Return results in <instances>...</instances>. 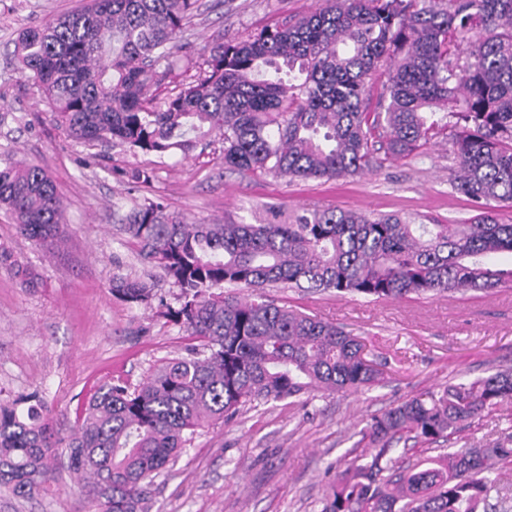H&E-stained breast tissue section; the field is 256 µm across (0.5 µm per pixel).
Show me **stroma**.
Here are the masks:
<instances>
[{
  "mask_svg": "<svg viewBox=\"0 0 512 512\" xmlns=\"http://www.w3.org/2000/svg\"><path fill=\"white\" fill-rule=\"evenodd\" d=\"M83 4L0 0V158L42 166L66 211L62 242L46 248L21 236L12 213L0 207V245L43 281L29 288L0 268V402L40 393L53 427L65 433L100 384L118 376L140 382L154 366L185 353L189 337L158 307L131 306L112 293L113 274L150 277L164 304L179 305L178 288L154 276L121 222L144 199L163 198L169 213L212 224L328 208L397 213L415 224H467L476 216L450 186L449 144L440 135L377 170L335 181L231 170L221 153L209 150L165 157L151 186L136 183L131 170L155 164L152 156L73 140L18 70L19 33ZM315 6L316 0H201L185 52L200 58L215 43L300 18ZM267 293L364 337L369 358L387 363L384 384L346 397L318 393L261 404L197 430L156 479L151 512H322L355 433L371 415L451 378L512 368V291L382 302L284 284ZM90 510L81 483L65 470L33 499L0 496V512Z\"/></svg>",
  "mask_w": 512,
  "mask_h": 512,
  "instance_id": "stroma-1",
  "label": "stroma"
}]
</instances>
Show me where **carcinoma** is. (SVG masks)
Wrapping results in <instances>:
<instances>
[{"label": "carcinoma", "instance_id": "carcinoma-1", "mask_svg": "<svg viewBox=\"0 0 512 512\" xmlns=\"http://www.w3.org/2000/svg\"><path fill=\"white\" fill-rule=\"evenodd\" d=\"M199 0H87L23 31L22 75L57 124L90 146L159 158L205 152L224 166L332 180L411 154L448 133L451 186L480 214L471 224H413L340 209L260 224H204L146 198L122 218L131 244L179 289L166 312L200 345L134 385L116 378L57 436L37 392L0 403V492L31 499L66 467L91 512H149L150 489L196 429L254 404L346 394L384 380L364 338L279 305L265 288L333 290L373 301L512 288V0H322L309 15L219 42L201 62L182 53ZM179 67L189 80L148 96ZM383 70L379 111H361L365 80ZM0 205L19 233L56 243L60 194L37 164L0 159ZM0 267L36 287L38 274L0 246ZM230 284L250 290L224 294ZM112 294L148 307L153 283L112 276ZM512 402V369L451 381L374 415L365 449L336 475L324 512H508L512 433L412 462L482 412Z\"/></svg>", "mask_w": 512, "mask_h": 512}]
</instances>
